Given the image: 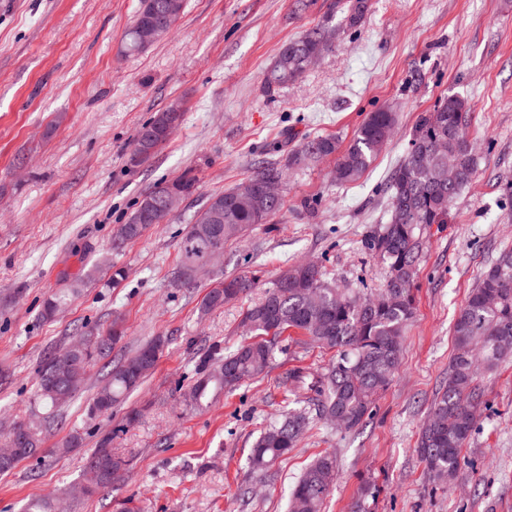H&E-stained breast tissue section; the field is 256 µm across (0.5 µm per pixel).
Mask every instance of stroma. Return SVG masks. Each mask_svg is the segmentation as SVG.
Listing matches in <instances>:
<instances>
[{"label":"stroma","mask_w":512,"mask_h":512,"mask_svg":"<svg viewBox=\"0 0 512 512\" xmlns=\"http://www.w3.org/2000/svg\"><path fill=\"white\" fill-rule=\"evenodd\" d=\"M137 5L0 0V427L29 416L45 354L85 331L121 318L116 358L165 341L154 371L111 415L86 412L104 382L99 368L89 370L38 458L0 474V512H22L36 497L53 499L60 512H115L128 499L140 512H288L292 485L325 452L339 473L322 512H352L359 501L366 512H512V360L480 379L485 402L453 485L429 481L417 453L421 424L448 378L454 320L482 273L512 248V0H369L353 27L339 0H186L166 38L127 57L120 47ZM318 24L335 33L330 50L294 83L267 90L280 49ZM451 94L468 101L477 170L450 223L424 232L417 310L398 372L363 427L315 420L270 475L253 473L248 454L287 409L292 373L318 377L332 354L284 335L265 376L208 410L186 406L201 348L248 342L242 319L262 295L252 289L204 315L210 278L171 285L190 216L258 161L286 163L283 210L225 244L219 271L265 282L314 260L333 286L376 292L385 270L365 238L387 220L386 187L418 117ZM176 100L182 123L149 161L130 167L138 129ZM381 108L396 113L394 132L356 181L331 182V157L289 164L305 139L348 144ZM188 169L198 190L140 239L111 249L137 201ZM114 265L127 271L118 288L109 282ZM71 286L77 294L43 319L45 301ZM132 409L140 418L129 426ZM73 433L81 447L57 452ZM106 435L131 467L104 492L76 494ZM367 483L375 487L369 497Z\"/></svg>","instance_id":"stroma-1"}]
</instances>
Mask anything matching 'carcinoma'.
<instances>
[{"instance_id": "obj_1", "label": "carcinoma", "mask_w": 512, "mask_h": 512, "mask_svg": "<svg viewBox=\"0 0 512 512\" xmlns=\"http://www.w3.org/2000/svg\"><path fill=\"white\" fill-rule=\"evenodd\" d=\"M171 0H139L132 24L124 36L123 51L128 56L143 53L137 42V27L142 22H165L171 30L185 9L178 0L177 14L167 16ZM347 22L356 25L368 9V0H347ZM324 27L318 25L284 45L267 73L265 84L276 89L296 81L305 73L308 57L328 51L321 42ZM184 113L166 108L155 113L137 132L133 147L148 149L152 156L169 139L167 130L177 128ZM396 124L393 112L378 110L368 114L345 148L334 136H316L307 141L310 157H336L332 178L337 183L357 180L371 166L386 144ZM468 109L457 95L444 97L431 112H425L415 124L409 150L394 170L387 193L388 220L371 232L366 249L386 267L383 288L369 297L359 291L333 288L313 261L288 268V280L276 278L268 283L262 298L249 306L242 325L254 340L221 354L217 351L202 360V376L184 393L186 405L194 408L212 406L218 397L236 389L246 378L264 375L272 364L278 343L286 332L298 331L323 349L336 351L335 359L322 376L306 382V373L298 370L293 378L307 391V405L291 400L293 407L268 425L251 449L249 464L257 473L266 472L288 454L299 435L318 417L329 421L343 418L344 427L353 430L369 417L372 404L382 394L397 372L406 327L416 313L417 268L423 249L421 229L433 224H447L451 207L475 174V158L467 138ZM457 164L458 176L448 183V158ZM284 167L263 161L244 181L223 192L214 193L195 212L178 246V263L172 276L186 273L185 264H203L216 243L217 233L226 242L254 224H265L282 210V199L272 200L264 212H255L247 190L267 179H282ZM184 196L198 189V177L185 170L179 177L157 183L138 200L131 214L141 211L143 201H153L152 208L138 224H121L112 237L111 247L140 238L154 224H161L168 211L161 207L172 189ZM258 277H226L203 297L200 310L206 313L229 301L226 293L239 297L255 287ZM322 294V308L309 305L307 291ZM454 354L448 366V380L435 398L430 415L435 424L425 420L417 451L425 469L441 481L448 472L465 464L462 455L475 428L472 409L484 403L479 376L493 370L500 361L512 356V249L500 252L470 292L454 324ZM121 339L115 327L91 330L78 340L44 358L38 371L35 395L42 412L28 424L14 429L25 436L22 455L34 456L46 435L59 425L56 408L66 398L55 399L48 393L52 385L73 396L84 383L89 368L104 362L108 393L88 401V415L112 413L152 371L149 362L162 354L164 342L154 341L134 354L110 359L112 347ZM130 461L112 452V437H102L86 459L84 482L106 489L105 473L109 467ZM336 479V456L319 455L302 472L289 496L288 512H321L325 498Z\"/></svg>"}]
</instances>
